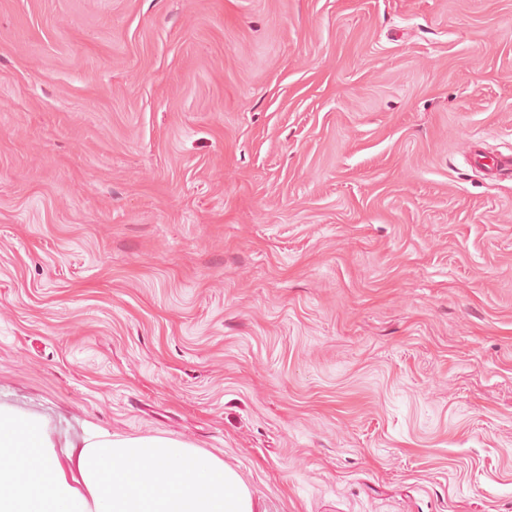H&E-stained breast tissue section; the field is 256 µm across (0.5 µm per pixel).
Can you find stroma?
<instances>
[{"instance_id":"stroma-1","label":"stroma","mask_w":512,"mask_h":512,"mask_svg":"<svg viewBox=\"0 0 512 512\" xmlns=\"http://www.w3.org/2000/svg\"><path fill=\"white\" fill-rule=\"evenodd\" d=\"M512 0H0V405L259 512H512Z\"/></svg>"}]
</instances>
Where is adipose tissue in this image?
I'll list each match as a JSON object with an SVG mask.
<instances>
[{"label": "adipose tissue", "instance_id": "ef3b65f1", "mask_svg": "<svg viewBox=\"0 0 512 512\" xmlns=\"http://www.w3.org/2000/svg\"><path fill=\"white\" fill-rule=\"evenodd\" d=\"M55 446L41 420L0 408V512H258L222 458L177 439L87 426Z\"/></svg>", "mask_w": 512, "mask_h": 512}]
</instances>
